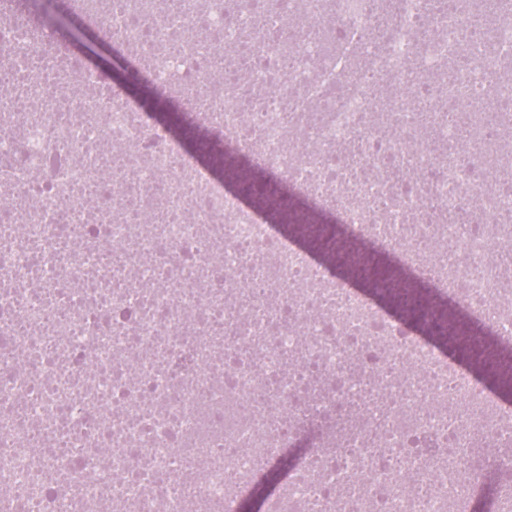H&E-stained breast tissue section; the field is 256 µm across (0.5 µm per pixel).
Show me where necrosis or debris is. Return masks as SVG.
Instances as JSON below:
<instances>
[{
	"label": "necrosis or debris",
	"instance_id": "4bbe7bcc",
	"mask_svg": "<svg viewBox=\"0 0 512 512\" xmlns=\"http://www.w3.org/2000/svg\"><path fill=\"white\" fill-rule=\"evenodd\" d=\"M89 0L157 91L512 343V13ZM471 125L467 150L459 148ZM417 172L414 180L406 172ZM471 512L512 406L0 0V512ZM278 482L277 474H267L257 479L250 487L248 492L239 500L245 501L248 507L258 508L261 505L262 499L269 494L274 488L276 489ZM237 512L247 511L245 507L240 503L237 508Z\"/></svg>",
	"mask_w": 512,
	"mask_h": 512
}]
</instances>
